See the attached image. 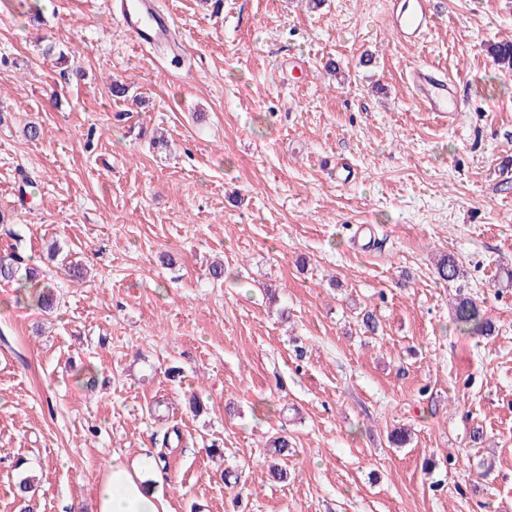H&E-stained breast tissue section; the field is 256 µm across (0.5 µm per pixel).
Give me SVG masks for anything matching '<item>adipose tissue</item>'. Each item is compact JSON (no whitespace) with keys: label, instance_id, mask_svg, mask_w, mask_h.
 <instances>
[{"label":"adipose tissue","instance_id":"adipose-tissue-1","mask_svg":"<svg viewBox=\"0 0 512 512\" xmlns=\"http://www.w3.org/2000/svg\"><path fill=\"white\" fill-rule=\"evenodd\" d=\"M95 512H171L154 459L113 457L97 485Z\"/></svg>","mask_w":512,"mask_h":512}]
</instances>
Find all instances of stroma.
<instances>
[{
	"mask_svg": "<svg viewBox=\"0 0 512 512\" xmlns=\"http://www.w3.org/2000/svg\"><path fill=\"white\" fill-rule=\"evenodd\" d=\"M436 2L408 44L389 0H160L171 54L103 0H0V253L57 304L0 282V512L27 473L33 512H93L147 454L172 512H512V0ZM425 65L455 118L415 97ZM459 292L494 335L454 329ZM431 66L415 67L411 81L419 99L425 104L427 112H439L445 116H456L460 112L455 86L445 74ZM22 261L23 259L16 253L0 256V279L8 283L16 281L17 302L26 301L28 305L35 303L36 306L42 309L50 310L54 305L53 295L46 292L45 289L39 292H33L29 289L31 286H28V279L33 278V272L30 271L32 268H28V275L26 271L25 281L18 277Z\"/></svg>",
	"mask_w": 512,
	"mask_h": 512,
	"instance_id": "obj_1",
	"label": "stroma"
}]
</instances>
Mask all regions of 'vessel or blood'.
I'll list each match as a JSON object with an SVG mask.
<instances>
[{"mask_svg":"<svg viewBox=\"0 0 512 512\" xmlns=\"http://www.w3.org/2000/svg\"><path fill=\"white\" fill-rule=\"evenodd\" d=\"M115 18L140 45L176 47L180 44L170 15L159 10L151 0H123ZM436 18L435 0H392L388 21L399 39L417 41L431 30ZM410 77L427 111L451 117L459 112L455 86L450 78L430 66L414 68Z\"/></svg>","mask_w":512,"mask_h":512,"instance_id":"obj_1","label":"vessel or blood"}]
</instances>
